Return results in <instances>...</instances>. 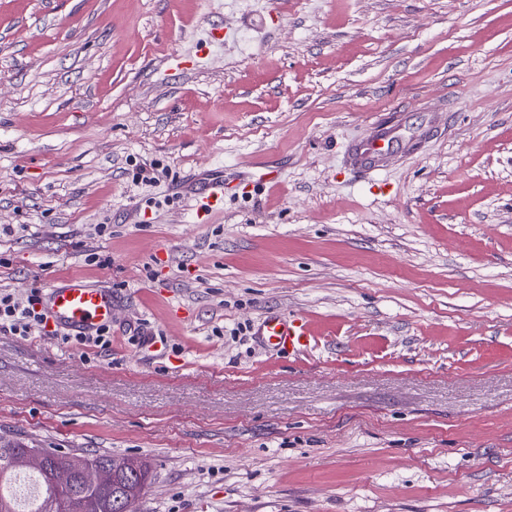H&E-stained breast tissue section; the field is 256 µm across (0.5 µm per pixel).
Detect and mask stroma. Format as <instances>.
<instances>
[{"label": "stroma", "instance_id": "35a3bbf8", "mask_svg": "<svg viewBox=\"0 0 512 512\" xmlns=\"http://www.w3.org/2000/svg\"><path fill=\"white\" fill-rule=\"evenodd\" d=\"M69 277L112 346L0 332V438L134 512H512V0H0V292ZM420 137L405 139L403 126L398 119L377 122L375 134L347 146L346 162L357 172L377 174L390 154L399 148L415 150L414 145L419 143ZM224 205V178L217 179L196 194L195 208L197 215H205V212L212 213L217 206ZM263 336L283 350L300 351L311 344L314 333L302 318L288 319L280 314H269L263 321Z\"/></svg>", "mask_w": 512, "mask_h": 512}]
</instances>
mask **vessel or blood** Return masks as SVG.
Segmentation results:
<instances>
[{
	"label": "vessel or blood",
	"instance_id": "b4317fda",
	"mask_svg": "<svg viewBox=\"0 0 512 512\" xmlns=\"http://www.w3.org/2000/svg\"><path fill=\"white\" fill-rule=\"evenodd\" d=\"M414 139L404 134L399 120L380 122L375 133L365 140L352 143L345 151L352 170L367 175L380 172L387 157L397 149H413ZM224 203V182L217 179L196 194L197 214H204ZM41 307L51 323L60 328L89 335L112 319L114 302L111 289L71 277L44 295ZM263 334L269 343L281 349L299 351L311 344L314 333L307 322L270 314L263 321Z\"/></svg>",
	"mask_w": 512,
	"mask_h": 512
}]
</instances>
